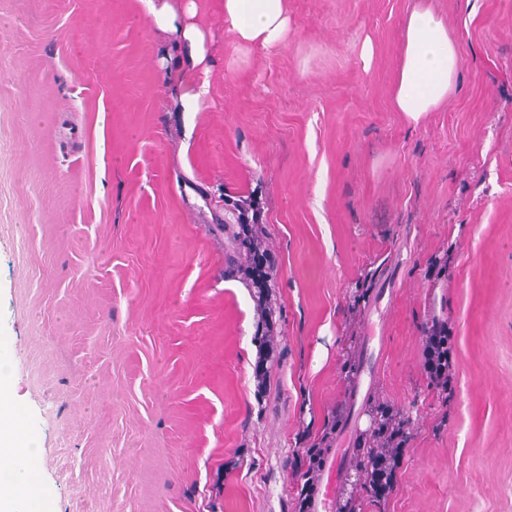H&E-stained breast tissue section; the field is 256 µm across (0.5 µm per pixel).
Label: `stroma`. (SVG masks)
<instances>
[{"instance_id": "35a3bbf8", "label": "stroma", "mask_w": 512, "mask_h": 512, "mask_svg": "<svg viewBox=\"0 0 512 512\" xmlns=\"http://www.w3.org/2000/svg\"><path fill=\"white\" fill-rule=\"evenodd\" d=\"M414 0H288L245 51L221 8L199 112L140 0H0V347L51 512H299L302 455L379 337V407L408 423L361 512H512V0H432L462 49L419 125L392 106ZM371 40L374 56L360 49ZM254 201L278 338L224 218ZM448 328L449 382L422 368Z\"/></svg>"}]
</instances>
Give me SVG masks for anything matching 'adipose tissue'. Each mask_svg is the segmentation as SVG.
<instances>
[{"label": "adipose tissue", "mask_w": 512, "mask_h": 512, "mask_svg": "<svg viewBox=\"0 0 512 512\" xmlns=\"http://www.w3.org/2000/svg\"><path fill=\"white\" fill-rule=\"evenodd\" d=\"M159 27L179 32L183 41L185 81H192L207 59V33L199 22L207 0H142ZM224 20L239 45L270 50L288 40L292 20L288 0H223ZM461 66V49L445 20L420 0L406 17L399 46V62L392 87V105L416 124L437 110L454 93ZM42 495L39 473L20 483L13 467L0 464V512H16L25 501L27 512H39Z\"/></svg>", "instance_id": "adipose-tissue-1"}]
</instances>
